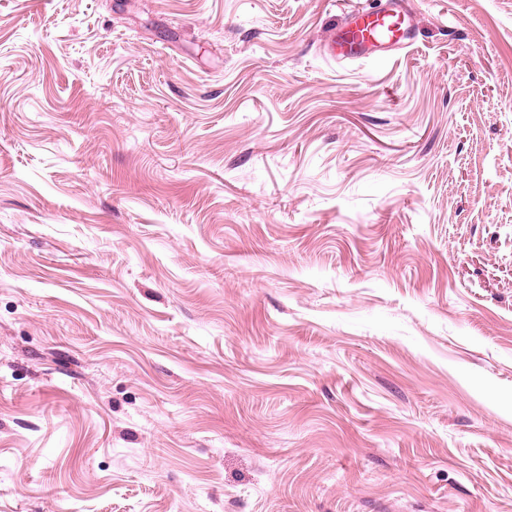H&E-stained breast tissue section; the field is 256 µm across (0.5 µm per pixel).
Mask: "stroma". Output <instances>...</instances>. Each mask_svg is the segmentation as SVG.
I'll return each mask as SVG.
<instances>
[{
    "label": "stroma",
    "mask_w": 512,
    "mask_h": 512,
    "mask_svg": "<svg viewBox=\"0 0 512 512\" xmlns=\"http://www.w3.org/2000/svg\"><path fill=\"white\" fill-rule=\"evenodd\" d=\"M0 0V512H512V0ZM412 18L402 7L392 4L384 10H363L333 28L325 40L329 55L336 61L373 59L384 61L392 47L411 40Z\"/></svg>",
    "instance_id": "35a3bbf8"
}]
</instances>
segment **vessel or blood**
Wrapping results in <instances>:
<instances>
[{"label":"vessel or blood","mask_w":512,"mask_h":512,"mask_svg":"<svg viewBox=\"0 0 512 512\" xmlns=\"http://www.w3.org/2000/svg\"><path fill=\"white\" fill-rule=\"evenodd\" d=\"M412 18L402 7L365 10L341 21L325 41L329 55L336 61L373 59L384 61L392 47L411 40Z\"/></svg>","instance_id":"b4317fda"}]
</instances>
